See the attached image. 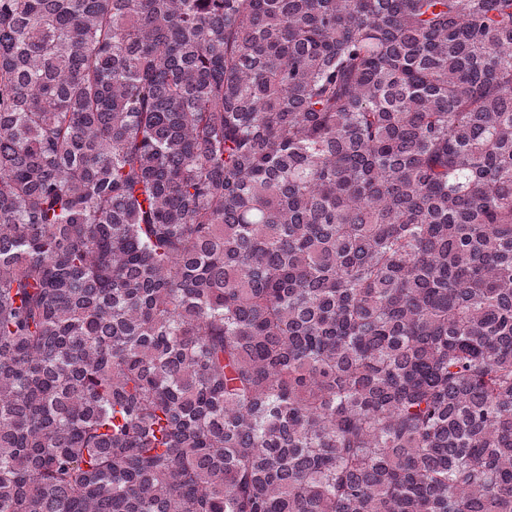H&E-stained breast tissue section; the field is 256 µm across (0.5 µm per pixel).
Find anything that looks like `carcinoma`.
Instances as JSON below:
<instances>
[{
    "label": "carcinoma",
    "instance_id": "cac0c4a2",
    "mask_svg": "<svg viewBox=\"0 0 512 512\" xmlns=\"http://www.w3.org/2000/svg\"><path fill=\"white\" fill-rule=\"evenodd\" d=\"M0 512H512V0H0Z\"/></svg>",
    "mask_w": 512,
    "mask_h": 512
}]
</instances>
